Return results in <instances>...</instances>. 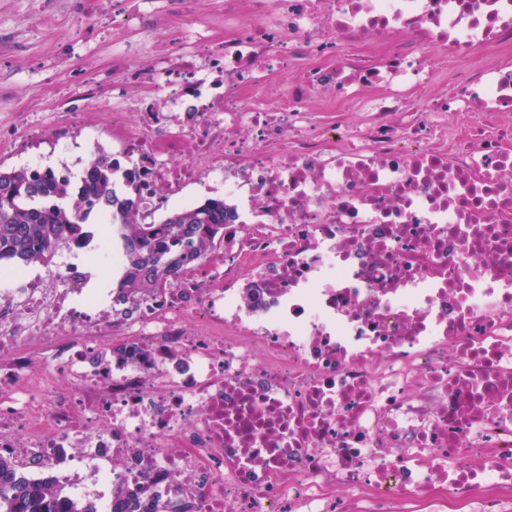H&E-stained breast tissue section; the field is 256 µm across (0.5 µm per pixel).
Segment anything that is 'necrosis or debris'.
Returning a JSON list of instances; mask_svg holds the SVG:
<instances>
[{"label":"necrosis or debris","mask_w":512,"mask_h":512,"mask_svg":"<svg viewBox=\"0 0 512 512\" xmlns=\"http://www.w3.org/2000/svg\"><path fill=\"white\" fill-rule=\"evenodd\" d=\"M225 19L232 37L194 19L149 71L119 56L112 111L90 84L49 140L0 123L59 178L111 153L147 223L215 184L236 215L118 310L82 261L120 267L112 240L70 239L47 277L1 269L0 451L98 512H334L340 490L358 512H487L478 487L512 512V57L470 64L512 47V0H226ZM327 97L365 120L315 121ZM467 452L479 468L449 474Z\"/></svg>","instance_id":"obj_1"}]
</instances>
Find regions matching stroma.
Here are the masks:
<instances>
[{
    "label": "stroma",
    "instance_id": "1",
    "mask_svg": "<svg viewBox=\"0 0 512 512\" xmlns=\"http://www.w3.org/2000/svg\"><path fill=\"white\" fill-rule=\"evenodd\" d=\"M88 0H0V120L58 111L61 97L79 101L87 80L112 77L115 48L131 53V67L166 56L183 17L204 15L214 42L224 39V0H188L185 16L158 22L81 23Z\"/></svg>",
    "mask_w": 512,
    "mask_h": 512
}]
</instances>
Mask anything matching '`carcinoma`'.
<instances>
[{
    "label": "carcinoma",
    "instance_id": "cac0c4a2",
    "mask_svg": "<svg viewBox=\"0 0 512 512\" xmlns=\"http://www.w3.org/2000/svg\"><path fill=\"white\" fill-rule=\"evenodd\" d=\"M118 168L108 155L94 158L82 193L89 202L98 200L112 234L124 244L123 274L113 301L153 299L167 277L211 252L216 233L235 215L224 210V200L209 199L170 211L160 224H144L136 197L114 189ZM82 205L66 181L39 169H0V268L49 261L67 235L81 234ZM61 496L53 476L32 482L0 452V512H95L90 505L66 507Z\"/></svg>",
    "mask_w": 512,
    "mask_h": 512
}]
</instances>
